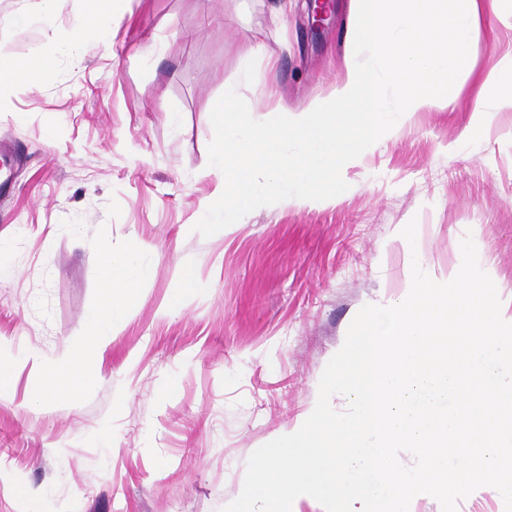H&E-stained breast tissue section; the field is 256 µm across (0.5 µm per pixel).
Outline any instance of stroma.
<instances>
[{"label": "stroma", "instance_id": "1", "mask_svg": "<svg viewBox=\"0 0 512 512\" xmlns=\"http://www.w3.org/2000/svg\"><path fill=\"white\" fill-rule=\"evenodd\" d=\"M277 2L123 0L107 43L77 50L60 35L81 0H60L54 29L0 28V67L48 61L39 82L0 85V139L18 147L0 198V344L41 356L0 393V512H222L250 455L316 403L358 310L405 295L412 261L448 280L458 229L473 226L480 267L512 297V108L464 136L484 77L512 57V26L490 11L453 107L415 113L344 172L336 202L285 200L195 232L219 185L208 122L225 86L257 113L295 112L345 74L350 0L318 37L306 0L283 14ZM263 53L278 61L273 100L244 80ZM134 245L152 273L93 346L102 253ZM69 356L87 383L32 403Z\"/></svg>", "mask_w": 512, "mask_h": 512}]
</instances>
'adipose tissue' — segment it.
Segmentation results:
<instances>
[{"instance_id": "obj_1", "label": "adipose tissue", "mask_w": 512, "mask_h": 512, "mask_svg": "<svg viewBox=\"0 0 512 512\" xmlns=\"http://www.w3.org/2000/svg\"><path fill=\"white\" fill-rule=\"evenodd\" d=\"M118 0H82V9L72 27L62 39L72 46L100 45L112 23ZM512 107V61L486 75L483 93L474 110V129H482L491 107ZM103 285L99 306L93 311L88 334L95 345H102L122 323L132 303L135 290L150 268L138 257L137 249H129L120 256L104 253ZM79 364L65 359L50 372L44 385L33 395L36 403L56 401L71 396L76 388Z\"/></svg>"}]
</instances>
